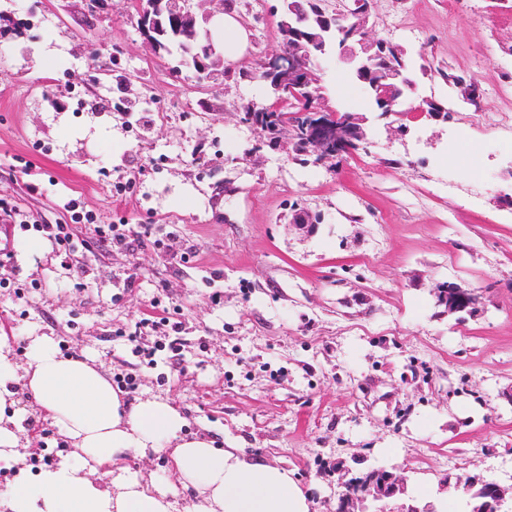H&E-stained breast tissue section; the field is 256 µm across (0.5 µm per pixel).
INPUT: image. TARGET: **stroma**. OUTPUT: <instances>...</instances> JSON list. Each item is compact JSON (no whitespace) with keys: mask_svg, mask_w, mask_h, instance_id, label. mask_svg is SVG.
Segmentation results:
<instances>
[{"mask_svg":"<svg viewBox=\"0 0 512 512\" xmlns=\"http://www.w3.org/2000/svg\"><path fill=\"white\" fill-rule=\"evenodd\" d=\"M224 3L249 46L201 82L152 53L132 0H0V352L22 366L29 337L49 336L133 378L127 404L170 402L186 435L291 471L311 512H335L337 469L376 466L404 470L402 505L465 512L458 479L512 484V151L483 122L512 111V0H371L373 32L448 116L408 110L403 134L370 121L333 168L240 123L241 103H267L257 68L281 47L284 2ZM342 72L321 61L323 105L365 111ZM297 208L321 224L297 228ZM447 285L474 293L473 312L439 302ZM166 308L178 329L139 328ZM136 331L153 359L133 353ZM15 391L26 435L2 494L72 454Z\"/></svg>","mask_w":512,"mask_h":512,"instance_id":"obj_1","label":"stroma"}]
</instances>
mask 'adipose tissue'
Instances as JSON below:
<instances>
[{
	"label": "adipose tissue",
	"instance_id": "adipose-tissue-1",
	"mask_svg": "<svg viewBox=\"0 0 512 512\" xmlns=\"http://www.w3.org/2000/svg\"><path fill=\"white\" fill-rule=\"evenodd\" d=\"M28 365L0 354V412L24 383L60 432L72 440V458L20 477L6 494L8 512H172L181 490L199 496L194 512H310L308 498L289 472L250 460L235 448L203 437L184 438L186 420L169 402L125 407L120 392L88 360L62 356L53 338L30 340ZM168 451L177 482L143 486L127 459ZM107 469L112 480L97 476Z\"/></svg>",
	"mask_w": 512,
	"mask_h": 512
}]
</instances>
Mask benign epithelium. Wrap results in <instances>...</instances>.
Segmentation results:
<instances>
[{
  "instance_id": "1",
  "label": "benign epithelium",
  "mask_w": 512,
  "mask_h": 512,
  "mask_svg": "<svg viewBox=\"0 0 512 512\" xmlns=\"http://www.w3.org/2000/svg\"><path fill=\"white\" fill-rule=\"evenodd\" d=\"M193 0H147L141 4L138 22L141 35L157 52L161 51L154 15L171 22L172 32L184 40L182 50L192 54L197 71L210 80L215 70L224 64L223 55H212L211 32L200 28ZM288 20L282 22L287 49L285 66L274 69L270 56L260 62V76L271 82L276 91L307 102L299 114L301 121L293 128V141L303 148L307 162L314 165L335 163L342 154L367 141L368 117L363 112L328 110L320 104L319 77L316 67L319 58L336 51L339 61L349 75L361 83L379 116L400 115V108L411 101L415 83L400 71L393 70L389 82L372 80L377 67L388 61L389 42L377 37L368 28L369 0H352L342 8L328 12L319 0H285ZM240 122L256 130H267L264 114L253 102L243 107ZM439 301L450 312L469 313L475 304L472 293L456 288L442 291ZM344 487L338 498L336 512H367L366 502L377 504L373 512H386L381 502L401 494L405 479L384 468L372 469L358 478L340 481ZM512 503V486L504 487L492 481L486 490L483 512H506Z\"/></svg>"
}]
</instances>
